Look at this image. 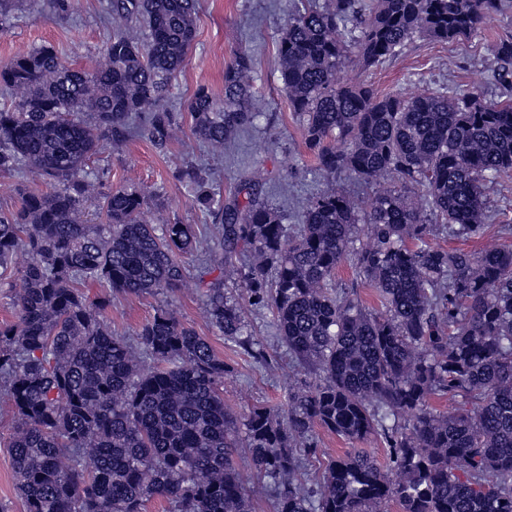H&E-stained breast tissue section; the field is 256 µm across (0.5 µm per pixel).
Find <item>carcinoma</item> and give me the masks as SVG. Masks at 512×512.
Returning <instances> with one entry per match:
<instances>
[{
  "mask_svg": "<svg viewBox=\"0 0 512 512\" xmlns=\"http://www.w3.org/2000/svg\"><path fill=\"white\" fill-rule=\"evenodd\" d=\"M502 0H297L278 39L288 107L324 186L297 219L257 197L217 198L193 178L195 204L220 215L224 279L205 283L184 257L196 224H147L149 196L102 190L87 170L102 140L137 132L163 151L180 124L164 105L195 38L198 0H109L112 37L93 67L52 48L0 62V175L39 171L51 184L0 212V285L16 322L0 327V381L14 409L11 449L26 512H253L234 465L243 448L269 481L274 512H512V249L478 253L430 243L437 231L485 229L486 190L512 177V36L494 45L506 96L424 89L381 95L342 82L347 62L370 70L416 38L476 33ZM193 135L213 151L260 117L251 55L240 50L220 93L187 101ZM374 186L358 210L336 185ZM100 201L99 224L83 223ZM249 254L232 260L237 249ZM26 265L17 270L14 257ZM350 260L378 307L336 287ZM207 284L206 314L224 340L271 367L242 299L273 316L300 386L238 418L224 405L228 365L210 342L161 308L131 342L112 332L110 294ZM239 284L238 294L227 288ZM455 404L452 413L435 402ZM349 441L371 435L381 464L351 448L310 486L315 428Z\"/></svg>",
  "mask_w": 512,
  "mask_h": 512,
  "instance_id": "1",
  "label": "carcinoma"
}]
</instances>
